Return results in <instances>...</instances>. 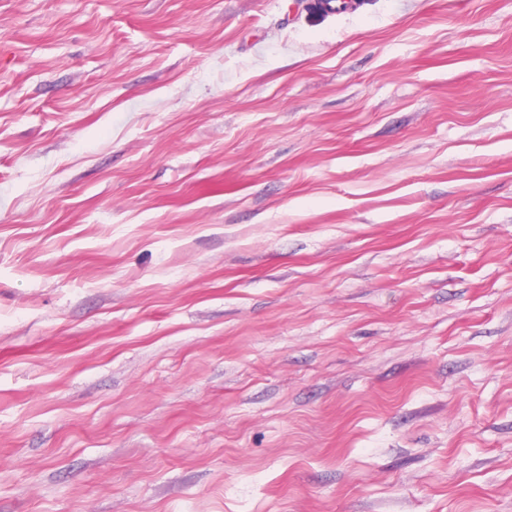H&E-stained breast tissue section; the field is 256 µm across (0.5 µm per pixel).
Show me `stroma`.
Instances as JSON below:
<instances>
[{"label": "stroma", "instance_id": "stroma-1", "mask_svg": "<svg viewBox=\"0 0 512 512\" xmlns=\"http://www.w3.org/2000/svg\"><path fill=\"white\" fill-rule=\"evenodd\" d=\"M0 512H512V0H0Z\"/></svg>", "mask_w": 512, "mask_h": 512}]
</instances>
